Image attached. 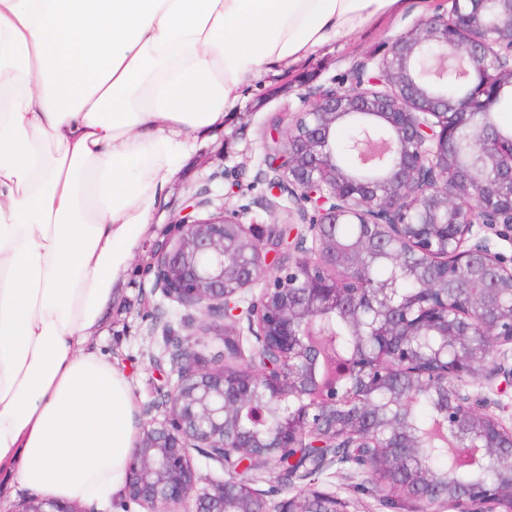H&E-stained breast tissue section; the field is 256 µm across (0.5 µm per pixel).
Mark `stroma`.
<instances>
[{"label":"stroma","instance_id":"35a3bbf8","mask_svg":"<svg viewBox=\"0 0 512 512\" xmlns=\"http://www.w3.org/2000/svg\"><path fill=\"white\" fill-rule=\"evenodd\" d=\"M449 7V0H407L402 9L317 48L289 71L260 73L243 85L240 105L223 128L196 140L161 198L146 237L136 247L104 331L93 343L95 350L108 354L125 373L137 419H144L162 380L149 359L161 353L163 337L148 335L147 329L154 321L179 326L184 315L182 308L150 291L149 247L160 231L179 214L189 196L203 188L209 189L215 203L246 208L249 223H267L263 203L268 190L258 178L263 157L261 131L276 117L299 111L302 95L313 87L342 81L354 60L382 54L394 36ZM319 484L351 499L356 512H404L403 502L383 500L373 484L348 469L320 475Z\"/></svg>","mask_w":512,"mask_h":512}]
</instances>
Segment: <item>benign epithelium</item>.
I'll use <instances>...</instances> for the list:
<instances>
[{"label": "benign epithelium", "mask_w": 512, "mask_h": 512, "mask_svg": "<svg viewBox=\"0 0 512 512\" xmlns=\"http://www.w3.org/2000/svg\"><path fill=\"white\" fill-rule=\"evenodd\" d=\"M395 36L348 78L305 95L286 130L263 136L271 224L193 194L150 246L153 292L187 312L168 329L170 374L141 423L120 506L141 512H352L316 476L351 468L413 512H512V420L494 395L512 386V131L492 122L512 97V0H450ZM288 198L303 232L278 229ZM341 224L360 234L345 245ZM389 274L372 278L373 264ZM414 279L419 293H402ZM341 317L358 348L338 371L310 372L318 325ZM249 336L250 354L239 337ZM224 337V362L192 337ZM422 392L448 402L450 429L497 459L493 492L457 490L427 471L404 413ZM272 408L254 429L245 409ZM219 463L212 481L191 450ZM284 496L254 488L263 471ZM15 512H96L31 495Z\"/></svg>", "instance_id": "7a95c632"}]
</instances>
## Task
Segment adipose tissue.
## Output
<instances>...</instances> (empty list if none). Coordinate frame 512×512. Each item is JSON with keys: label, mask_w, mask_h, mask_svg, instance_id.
<instances>
[{"label": "adipose tissue", "mask_w": 512, "mask_h": 512, "mask_svg": "<svg viewBox=\"0 0 512 512\" xmlns=\"http://www.w3.org/2000/svg\"><path fill=\"white\" fill-rule=\"evenodd\" d=\"M404 0H0V497L122 493L139 429L88 344L240 88Z\"/></svg>", "instance_id": "obj_1"}]
</instances>
